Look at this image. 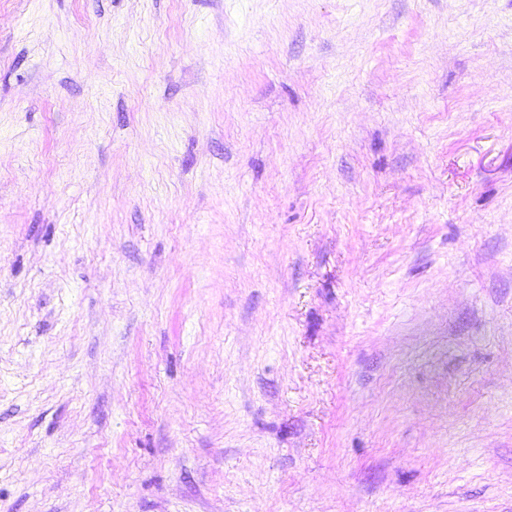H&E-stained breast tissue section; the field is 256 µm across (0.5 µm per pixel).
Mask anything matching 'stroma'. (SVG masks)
<instances>
[{
	"label": "stroma",
	"mask_w": 512,
	"mask_h": 512,
	"mask_svg": "<svg viewBox=\"0 0 512 512\" xmlns=\"http://www.w3.org/2000/svg\"><path fill=\"white\" fill-rule=\"evenodd\" d=\"M0 512H512V0H0Z\"/></svg>",
	"instance_id": "stroma-1"
}]
</instances>
